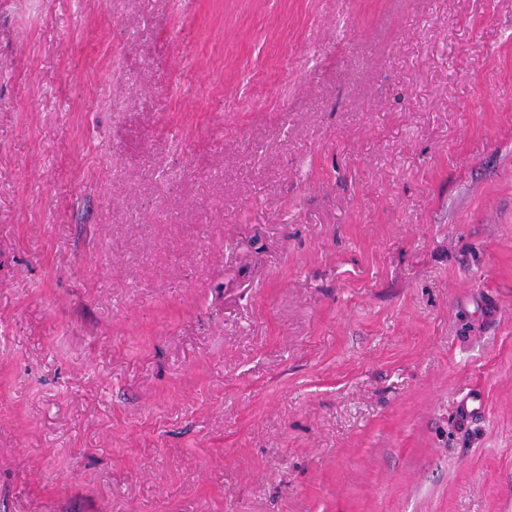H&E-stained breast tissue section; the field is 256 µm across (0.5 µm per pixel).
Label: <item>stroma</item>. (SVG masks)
Segmentation results:
<instances>
[{
	"label": "stroma",
	"instance_id": "obj_1",
	"mask_svg": "<svg viewBox=\"0 0 512 512\" xmlns=\"http://www.w3.org/2000/svg\"><path fill=\"white\" fill-rule=\"evenodd\" d=\"M0 512H512V0H0Z\"/></svg>",
	"mask_w": 512,
	"mask_h": 512
}]
</instances>
